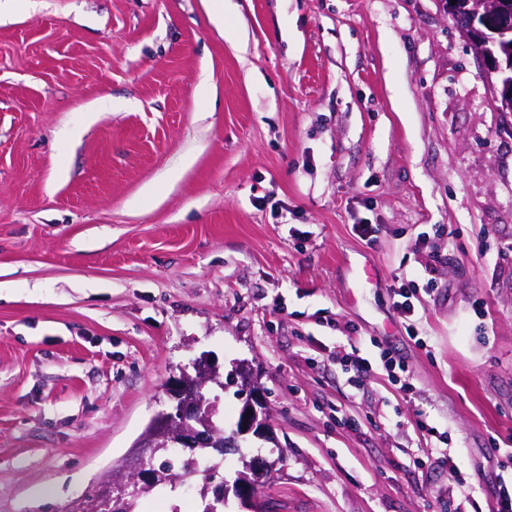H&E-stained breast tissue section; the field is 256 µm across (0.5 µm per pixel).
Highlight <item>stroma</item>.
<instances>
[{
  "label": "stroma",
  "mask_w": 512,
  "mask_h": 512,
  "mask_svg": "<svg viewBox=\"0 0 512 512\" xmlns=\"http://www.w3.org/2000/svg\"><path fill=\"white\" fill-rule=\"evenodd\" d=\"M204 352L258 371L273 437L223 473L280 459L275 512H493L512 132L440 0H224L220 29L202 0H0V512L160 461L141 437ZM416 298L415 285L410 283L405 286L401 284L398 289H394V308L404 318L409 319L415 314V305L413 299Z\"/></svg>",
  "instance_id": "1"
}]
</instances>
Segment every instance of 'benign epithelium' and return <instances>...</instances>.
Wrapping results in <instances>:
<instances>
[{
	"mask_svg": "<svg viewBox=\"0 0 512 512\" xmlns=\"http://www.w3.org/2000/svg\"><path fill=\"white\" fill-rule=\"evenodd\" d=\"M498 0H468L460 5L455 0L448 2V9L465 12L464 24L461 27L463 34L469 39L475 53L485 55L486 43L492 36L499 37L508 33L499 21ZM487 77L495 78L493 83L498 102V115L506 120L512 116V76L503 78L505 71L512 72V65L502 68L493 56L487 57ZM196 376L188 375L187 369H182L180 377L171 381L166 388L175 405L171 410L158 412L150 422L147 435L144 438V447L153 451L180 445L184 448H195L203 443L215 446L230 444L239 436L255 433L264 435L268 426L265 412V399L257 386L249 363L239 364V369L230 374L233 384L239 386V394L245 397L240 409V425L236 433L224 438V434L216 432L210 423V413L203 408L204 399L201 398L202 386L217 381V376L210 370V363L205 356H200L190 362ZM252 415L245 416V413ZM277 462L265 459L256 460L246 468L250 474H243L237 483V495L242 501L252 505L250 512H268L267 499L262 493L263 485L275 471ZM125 501L122 496L112 492V483L104 482L100 485L96 500L95 512H122Z\"/></svg>",
	"mask_w": 512,
	"mask_h": 512,
	"instance_id": "obj_1",
	"label": "benign epithelium"
}]
</instances>
